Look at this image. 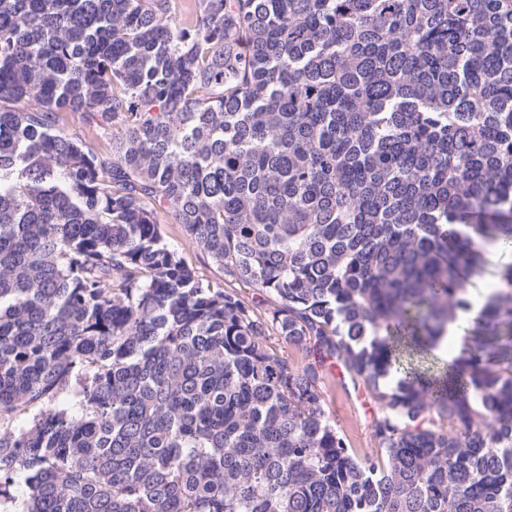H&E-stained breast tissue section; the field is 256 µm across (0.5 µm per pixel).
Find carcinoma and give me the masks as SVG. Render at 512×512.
<instances>
[{
  "label": "carcinoma",
  "instance_id": "obj_1",
  "mask_svg": "<svg viewBox=\"0 0 512 512\" xmlns=\"http://www.w3.org/2000/svg\"><path fill=\"white\" fill-rule=\"evenodd\" d=\"M511 241L512 0H0V512H512ZM62 119L66 129L76 133L85 140L87 144L101 150H105V148L108 147V142L101 137V134L97 130L84 124L80 114L70 112L63 115ZM161 222L168 240L174 244L183 254L186 261L197 269L206 278L223 288H242V292L251 297V291L245 289L247 287L237 283H224V275L222 271L206 256L196 244L188 238L179 224H169L164 217ZM512 261V243L501 248L499 253L493 257L484 270L476 276L468 287V295L470 299L481 297L488 288H494L498 281V265L501 261ZM342 372L335 367L329 370L325 389V408L336 421L353 448H368L370 446L369 422L375 412L374 406L364 393L356 394L350 389L346 392L340 383ZM369 402L372 406L365 405Z\"/></svg>",
  "mask_w": 512,
  "mask_h": 512
}]
</instances>
